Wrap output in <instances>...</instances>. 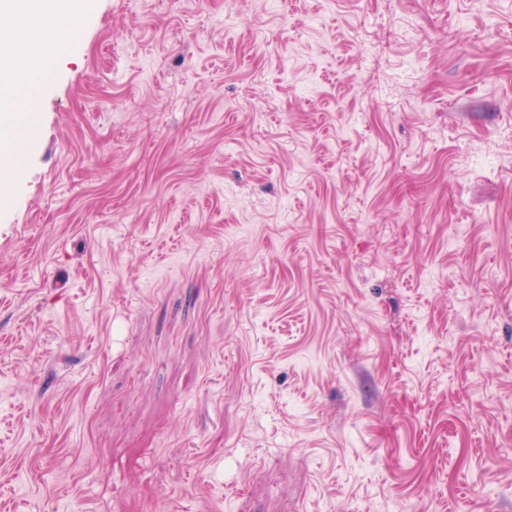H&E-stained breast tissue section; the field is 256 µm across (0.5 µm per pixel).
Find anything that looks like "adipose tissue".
Listing matches in <instances>:
<instances>
[{
	"label": "adipose tissue",
	"instance_id": "obj_1",
	"mask_svg": "<svg viewBox=\"0 0 512 512\" xmlns=\"http://www.w3.org/2000/svg\"><path fill=\"white\" fill-rule=\"evenodd\" d=\"M76 0H0V90L10 92L9 104L0 109V187L12 178L10 157L19 150L16 135L20 113L32 107V89L54 56L50 34L40 27L21 28V19H67L77 13Z\"/></svg>",
	"mask_w": 512,
	"mask_h": 512
}]
</instances>
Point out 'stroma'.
<instances>
[{
  "instance_id": "obj_1",
  "label": "stroma",
  "mask_w": 512,
  "mask_h": 512,
  "mask_svg": "<svg viewBox=\"0 0 512 512\" xmlns=\"http://www.w3.org/2000/svg\"><path fill=\"white\" fill-rule=\"evenodd\" d=\"M0 196V512H512V0H79Z\"/></svg>"
}]
</instances>
